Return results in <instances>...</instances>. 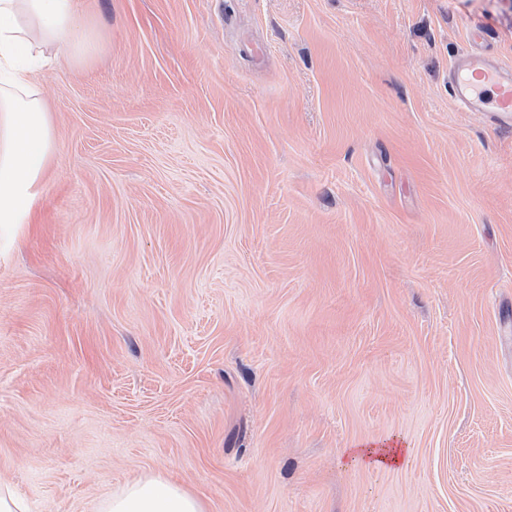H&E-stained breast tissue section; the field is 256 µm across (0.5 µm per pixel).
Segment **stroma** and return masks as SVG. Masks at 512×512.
Segmentation results:
<instances>
[{"label":"stroma","instance_id":"35a3bbf8","mask_svg":"<svg viewBox=\"0 0 512 512\" xmlns=\"http://www.w3.org/2000/svg\"><path fill=\"white\" fill-rule=\"evenodd\" d=\"M54 152L0 228V482L89 512H512V0H79ZM401 440L408 465H349ZM450 84L463 110L494 112L501 123L512 124V69L473 53L454 66ZM91 512H207L203 501L166 474H142L128 480L92 506Z\"/></svg>","mask_w":512,"mask_h":512}]
</instances>
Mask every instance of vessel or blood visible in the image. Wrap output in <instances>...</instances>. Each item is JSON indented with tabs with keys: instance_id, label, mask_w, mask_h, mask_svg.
I'll use <instances>...</instances> for the list:
<instances>
[{
	"instance_id": "b4317fda",
	"label": "vessel or blood",
	"mask_w": 512,
	"mask_h": 512,
	"mask_svg": "<svg viewBox=\"0 0 512 512\" xmlns=\"http://www.w3.org/2000/svg\"><path fill=\"white\" fill-rule=\"evenodd\" d=\"M450 84L463 110L492 112L501 123L512 124V69L474 53L454 66Z\"/></svg>"
}]
</instances>
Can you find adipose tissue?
I'll use <instances>...</instances> for the list:
<instances>
[{
    "label": "adipose tissue",
    "mask_w": 512,
    "mask_h": 512,
    "mask_svg": "<svg viewBox=\"0 0 512 512\" xmlns=\"http://www.w3.org/2000/svg\"><path fill=\"white\" fill-rule=\"evenodd\" d=\"M98 48L78 0H0V224L29 217L54 151L53 129L34 75L46 54L65 51L79 63ZM349 461L368 468L402 466L408 449L366 444ZM92 512H207L203 501L162 473L142 474L96 501Z\"/></svg>",
    "instance_id": "obj_1"
}]
</instances>
